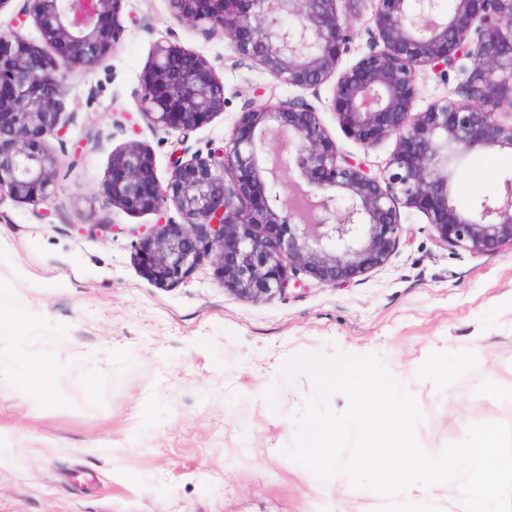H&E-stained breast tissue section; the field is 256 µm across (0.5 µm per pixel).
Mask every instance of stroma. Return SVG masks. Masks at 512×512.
Masks as SVG:
<instances>
[{
    "instance_id": "stroma-1",
    "label": "stroma",
    "mask_w": 512,
    "mask_h": 512,
    "mask_svg": "<svg viewBox=\"0 0 512 512\" xmlns=\"http://www.w3.org/2000/svg\"><path fill=\"white\" fill-rule=\"evenodd\" d=\"M375 0H362L347 69L374 40ZM124 30L93 71L71 67L63 137L45 145L60 177L45 202L0 198V512H338L336 488L289 459L293 415L312 385L285 380L291 358L381 356L424 415L417 439L430 455L469 425L512 423V250L475 256L439 245L419 212L401 210L389 260L346 287L305 277L290 295L245 300L225 289L217 256L184 281L142 273L139 231L150 212L102 209L112 157L130 144L170 177L178 134L136 108L156 43L202 55L223 81V112L190 133L188 155L223 146L257 92L299 96L238 58L221 33L178 24L167 0H126ZM318 117L341 152L383 173L394 149L348 139L326 108ZM512 173V150H476L457 165L452 202L469 210ZM115 224L101 233L99 221ZM33 367L58 383L41 398L24 388ZM465 408L457 422L453 414ZM383 497L351 490L347 512H375Z\"/></svg>"
}]
</instances>
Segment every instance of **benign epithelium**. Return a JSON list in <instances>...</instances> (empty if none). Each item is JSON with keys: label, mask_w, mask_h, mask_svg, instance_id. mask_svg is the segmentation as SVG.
<instances>
[{"label": "benign epithelium", "mask_w": 512, "mask_h": 512, "mask_svg": "<svg viewBox=\"0 0 512 512\" xmlns=\"http://www.w3.org/2000/svg\"><path fill=\"white\" fill-rule=\"evenodd\" d=\"M125 0H24L9 38L0 37V195L47 201L59 176L45 139L66 122V71H90L112 52ZM360 0H168L179 24L220 30L239 58L279 84L319 93L344 134L366 149L393 138L382 175L340 152L302 97L257 95L224 146L184 159L174 147L167 182L149 151L131 145L112 157L102 206L163 214L173 204L183 223L155 224L138 242L144 274L156 284L189 277L199 258L218 256L220 283L239 297L284 296L301 276L348 286L387 262L402 232L399 208L423 214L445 247L475 256L512 248V175L498 193L466 212L451 203L454 167L475 150H512V0H377L378 44L342 73ZM32 20L42 43L21 32ZM468 60L465 67L461 61ZM441 79L463 72L456 97L414 111L417 71ZM224 84L210 63L159 42L142 78L137 110L182 139L224 111ZM278 140L273 160L268 147ZM298 177L288 196L281 177Z\"/></svg>", "instance_id": "obj_1"}]
</instances>
